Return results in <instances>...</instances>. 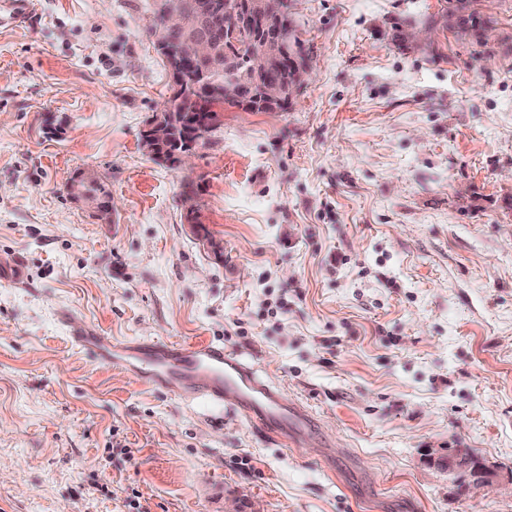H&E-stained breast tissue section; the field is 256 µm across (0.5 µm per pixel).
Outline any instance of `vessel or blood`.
Returning a JSON list of instances; mask_svg holds the SVG:
<instances>
[{"instance_id":"1","label":"vessel or blood","mask_w":512,"mask_h":512,"mask_svg":"<svg viewBox=\"0 0 512 512\" xmlns=\"http://www.w3.org/2000/svg\"><path fill=\"white\" fill-rule=\"evenodd\" d=\"M34 10L35 0H0V24L21 25ZM70 340L97 363L183 401L232 398L248 422L282 443L304 447L314 426L303 405L286 400L275 381L223 345L117 342L90 327L71 330Z\"/></svg>"}]
</instances>
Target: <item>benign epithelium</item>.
Instances as JSON below:
<instances>
[{"label": "benign epithelium", "mask_w": 512, "mask_h": 512, "mask_svg": "<svg viewBox=\"0 0 512 512\" xmlns=\"http://www.w3.org/2000/svg\"><path fill=\"white\" fill-rule=\"evenodd\" d=\"M155 9L163 24L156 29L153 40L159 54L167 60L174 87L178 90L187 80L186 64L205 59L212 52L219 22L224 17V0H155ZM236 13L235 28L245 36L259 34L266 43V47L252 57L255 75H264L275 61L299 69L302 76L309 71V62L298 55L296 41L288 29L280 19L273 20L267 15L264 0H238ZM170 28H190L193 33L180 44L172 46L165 38L166 30ZM170 109L171 103L165 102L163 111L156 113L142 130L141 142L144 150L152 154L156 147L169 139L171 125H176L182 132V138L188 142V147L176 152L177 166L182 168L189 164L196 146L210 139L220 124L221 113L210 112L207 117L188 123L183 115L172 114ZM95 181L97 178L93 175H80L70 183L69 192L75 199L89 204L96 217L109 219L114 211L112 198L99 199L89 192L88 187ZM182 209L190 235L206 244L213 254L223 257L221 247L212 238L201 234L203 221L198 198L183 199ZM438 463L450 471L469 475L476 487L492 482L493 471L483 458L467 448L448 449L447 453L439 456Z\"/></svg>", "instance_id": "7a95c632"}]
</instances>
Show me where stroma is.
Here are the masks:
<instances>
[{
    "label": "stroma",
    "instance_id": "35a3bbf8",
    "mask_svg": "<svg viewBox=\"0 0 512 512\" xmlns=\"http://www.w3.org/2000/svg\"><path fill=\"white\" fill-rule=\"evenodd\" d=\"M152 2L0 26V512H512V0H477L482 45L448 0H288L309 77L223 106L187 170L140 143L173 93ZM87 324L235 350L318 436L137 383L70 345ZM449 448L492 484L460 492ZM95 181H98V179L93 175H80L70 183L69 192L75 199L89 204L94 209L96 217L110 219L114 211L112 197H108L105 200L103 198L99 199L87 190ZM181 205L184 213V221L190 235L201 241L203 244H206L213 254L222 258L223 252L221 247L214 242L212 238L206 236L208 235V231L204 226L201 228V225L204 224L202 221L201 204L198 198L196 196L184 198ZM201 231L205 236L201 234ZM438 463L450 471L468 474L472 485L481 487L492 482L493 471L484 463L483 458L466 448H449L438 458Z\"/></svg>",
    "mask_w": 512,
    "mask_h": 512
}]
</instances>
